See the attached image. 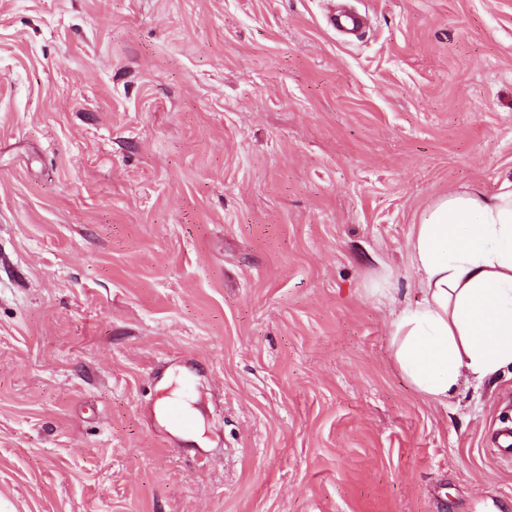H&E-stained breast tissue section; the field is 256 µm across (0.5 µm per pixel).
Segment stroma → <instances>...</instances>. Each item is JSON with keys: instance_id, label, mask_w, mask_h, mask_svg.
Masks as SVG:
<instances>
[{"instance_id": "obj_1", "label": "stroma", "mask_w": 512, "mask_h": 512, "mask_svg": "<svg viewBox=\"0 0 512 512\" xmlns=\"http://www.w3.org/2000/svg\"><path fill=\"white\" fill-rule=\"evenodd\" d=\"M508 184L512 0H0V501L512 512V368L434 402L390 336Z\"/></svg>"}]
</instances>
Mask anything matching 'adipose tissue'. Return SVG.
<instances>
[{"label":"adipose tissue","instance_id":"ef3b65f1","mask_svg":"<svg viewBox=\"0 0 512 512\" xmlns=\"http://www.w3.org/2000/svg\"><path fill=\"white\" fill-rule=\"evenodd\" d=\"M414 296L391 323L394 359L423 396L512 366V189L439 198L409 241Z\"/></svg>","mask_w":512,"mask_h":512}]
</instances>
